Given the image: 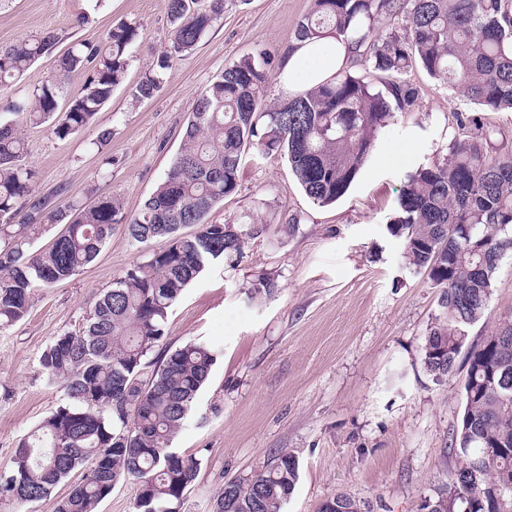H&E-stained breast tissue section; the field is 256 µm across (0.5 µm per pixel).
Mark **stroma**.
Masks as SVG:
<instances>
[{
	"instance_id": "stroma-1",
	"label": "stroma",
	"mask_w": 512,
	"mask_h": 512,
	"mask_svg": "<svg viewBox=\"0 0 512 512\" xmlns=\"http://www.w3.org/2000/svg\"><path fill=\"white\" fill-rule=\"evenodd\" d=\"M166 5L0 0V46L46 30L98 42L119 22L141 26L125 81L88 127L66 140L22 127L39 193L63 187L89 201L110 194L136 213L180 152L197 99L225 66L266 51V100L287 96L276 77L312 0H224L207 37L173 64L151 99L132 105V88L170 39ZM410 78L420 88L419 106L395 113L336 203L314 204L286 158L252 149L241 161L237 191L211 210L213 224L246 213L275 222L286 213L296 229L250 240L236 265L203 271L171 308L166 336L151 354L161 360L193 339L217 348L210 378L173 441L199 462L182 512H210L226 481L250 477L283 448L300 462L284 512H318L339 492L365 512H418L456 466L450 444L463 412L465 371L456 368L440 386L423 372L421 347L439 312V291L427 273L406 267L386 223L405 176L447 158L458 134L454 113L474 106L423 69ZM105 130L112 134L108 166L94 146ZM142 255L116 227L93 262L69 280L35 288L27 317L0 330V471L10 467L17 441L65 401L61 386L45 381L43 351L55 336L82 331L94 303ZM262 275L278 290L250 298ZM510 315L512 256L501 261L487 313L470 327V339H482Z\"/></svg>"
}]
</instances>
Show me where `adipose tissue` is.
I'll use <instances>...</instances> for the list:
<instances>
[{"label":"adipose tissue","mask_w":512,"mask_h":512,"mask_svg":"<svg viewBox=\"0 0 512 512\" xmlns=\"http://www.w3.org/2000/svg\"><path fill=\"white\" fill-rule=\"evenodd\" d=\"M347 56L345 44L333 39L294 43L278 81L293 92L307 90L342 68Z\"/></svg>","instance_id":"1"}]
</instances>
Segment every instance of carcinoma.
Here are the masks:
<instances>
[{
	"label": "carcinoma",
	"instance_id": "cac0c4a2",
	"mask_svg": "<svg viewBox=\"0 0 512 512\" xmlns=\"http://www.w3.org/2000/svg\"><path fill=\"white\" fill-rule=\"evenodd\" d=\"M223 12L224 0H168L171 39L132 89V101L153 97L172 61L190 54ZM139 35L140 25L121 22L101 42H71L54 74L13 105V118L0 119V329L27 316L34 288L91 263L116 225L144 246L167 239L103 293L83 331L47 346L42 373L63 381L66 400L18 440L10 471L0 474V506L45 499L82 468V481L54 512H96L126 479L138 488L135 512H181L199 463L172 441L216 351L193 340L155 364L148 356L184 288L213 264L237 262L247 241L272 232L261 221L207 222L211 209L236 192L247 150L286 156L307 196L323 207L347 193L393 114L418 106L419 89L406 78L414 66L485 111H512V0H312L294 40L344 41L364 74L342 68L269 106L266 54L243 57L197 100L180 153L138 212L126 214L106 194L88 203L76 193L53 204L66 189L35 191L18 125L48 126L61 140L84 130L124 81ZM61 40L48 31L0 47V88L20 81ZM74 71L86 80L63 112L62 79ZM456 121L470 135L449 144L444 162L407 177L387 232L401 242L406 263L440 289V311L423 340V370L440 384L456 364L466 369L453 436L458 463L431 500L455 496L461 512H512V489L501 488L512 477V317L476 343L468 336L488 310L499 262L512 252V154L486 161L493 130L476 116ZM58 225L63 229L46 248L32 250ZM299 470L294 454L277 452L249 478L227 481L210 512H283Z\"/></svg>",
	"mask_w": 512,
	"mask_h": 512
}]
</instances>
